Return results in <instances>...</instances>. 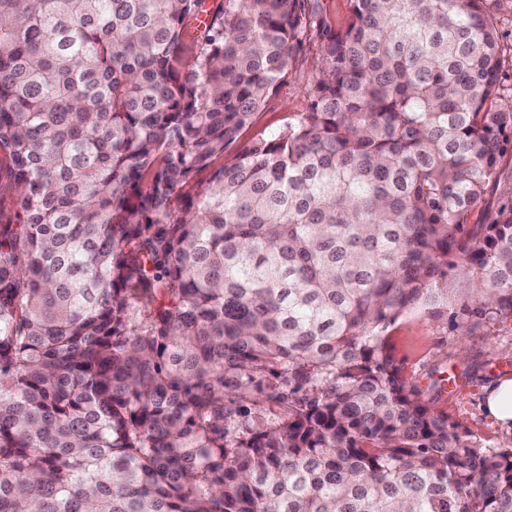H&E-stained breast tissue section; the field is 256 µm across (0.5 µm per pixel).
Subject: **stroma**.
I'll use <instances>...</instances> for the list:
<instances>
[{
    "label": "stroma",
    "instance_id": "stroma-1",
    "mask_svg": "<svg viewBox=\"0 0 512 512\" xmlns=\"http://www.w3.org/2000/svg\"><path fill=\"white\" fill-rule=\"evenodd\" d=\"M305 52L303 62L290 67L277 93L243 130L242 141L279 129L294 113L308 110L307 90L319 57L317 44H310ZM389 351L403 373L420 387H427L433 377L445 382L460 379L457 392L442 393L439 408L481 445L512 448V430L501 429L481 408L491 383L512 378V316L499 319L489 330L462 336L428 316L408 313L392 326Z\"/></svg>",
    "mask_w": 512,
    "mask_h": 512
}]
</instances>
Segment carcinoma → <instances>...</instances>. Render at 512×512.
<instances>
[{
	"label": "carcinoma",
	"instance_id": "carcinoma-1",
	"mask_svg": "<svg viewBox=\"0 0 512 512\" xmlns=\"http://www.w3.org/2000/svg\"><path fill=\"white\" fill-rule=\"evenodd\" d=\"M204 2L0 0V512H512L387 353L512 314L498 0ZM319 40L305 49L303 62L290 67L277 93L273 95L260 112H257L249 127L242 131L239 143L257 138L262 133L283 127L296 112H305L310 105L307 90L316 72L314 63L319 58Z\"/></svg>",
	"mask_w": 512,
	"mask_h": 512
}]
</instances>
